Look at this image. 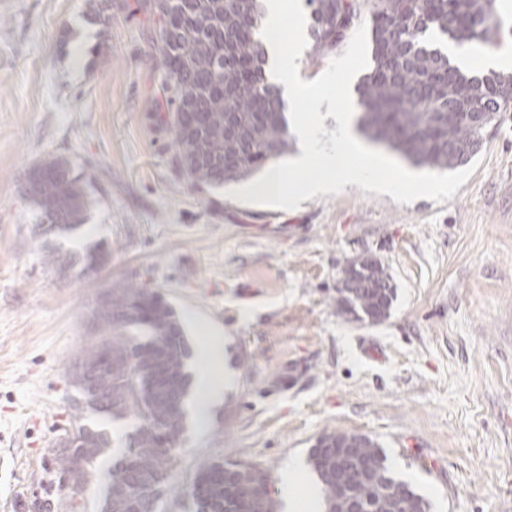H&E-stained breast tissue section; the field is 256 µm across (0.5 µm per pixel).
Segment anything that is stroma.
<instances>
[{
	"mask_svg": "<svg viewBox=\"0 0 512 512\" xmlns=\"http://www.w3.org/2000/svg\"><path fill=\"white\" fill-rule=\"evenodd\" d=\"M0 0V512L39 492L65 426L68 374L91 310L115 281L157 289L189 348L222 336L231 371L211 424L186 419L169 482L251 463L279 481L323 434H365L431 512H512V107L480 151L441 172L454 188L399 195L354 185L291 209L247 182L192 188L160 120L158 22L143 0ZM368 0L346 39L300 76L371 68ZM53 156L93 176L78 237L106 240L85 277L45 269L19 195ZM382 261L395 291L379 323L336 313L343 265Z\"/></svg>",
	"mask_w": 512,
	"mask_h": 512,
	"instance_id": "35a3bbf8",
	"label": "stroma"
}]
</instances>
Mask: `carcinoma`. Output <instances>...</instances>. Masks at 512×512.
I'll return each mask as SVG.
<instances>
[{
    "instance_id": "cac0c4a2",
    "label": "carcinoma",
    "mask_w": 512,
    "mask_h": 512,
    "mask_svg": "<svg viewBox=\"0 0 512 512\" xmlns=\"http://www.w3.org/2000/svg\"><path fill=\"white\" fill-rule=\"evenodd\" d=\"M310 8L313 53L336 48L359 13L360 0H306ZM371 71L358 88L361 131L414 165L448 170L467 162L460 147L483 138L469 112L512 90V75H468L448 57L426 46L425 33L437 29L457 42L487 44L495 35L494 0H371ZM159 22L158 50L165 69L163 122L172 133L175 161L197 188H219L250 178L286 154L289 125L278 91L265 82V52L255 38L260 0H146ZM196 113L198 135L179 130L177 114ZM90 179L63 158L33 163L20 186L35 209L33 228L44 265L59 273L111 258L98 243L84 253L65 252L42 239L43 224L80 230L89 208ZM365 282L339 289L337 314L359 319L390 308L393 288L385 268L375 263ZM109 317L77 362L95 371H75L69 381L78 393L68 426L85 431L89 447L69 452L48 449L41 494L23 502L25 512H86L85 496L64 490L70 482L82 491L98 477L97 464L113 438L103 419L139 420L124 435L107 470L99 512H161L160 504L184 430L185 371L188 349L174 307L150 288L114 282L105 292ZM145 332L137 341L130 331ZM166 384L157 385V374ZM356 441L358 448L338 458L313 448L310 463L321 484L325 512H347L359 501L364 512H430L423 496L390 472L387 454L371 437L329 433L321 442ZM185 495L195 512H274L271 480L249 464L215 459L195 473Z\"/></svg>"
}]
</instances>
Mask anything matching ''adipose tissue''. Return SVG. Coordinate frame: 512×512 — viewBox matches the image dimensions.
Wrapping results in <instances>:
<instances>
[{
	"mask_svg": "<svg viewBox=\"0 0 512 512\" xmlns=\"http://www.w3.org/2000/svg\"><path fill=\"white\" fill-rule=\"evenodd\" d=\"M303 0H263V14L256 36L265 48L263 67L267 83L277 87L294 114L293 128L300 142V151L287 163L269 166L262 177L252 183V196L296 204L318 195L330 194L353 185L373 182L377 172L386 166L385 157L361 142L355 130V115L350 107H343L339 133L332 149L322 147L314 137L318 125L317 113L310 103L326 99L328 88L344 91L349 81L344 68L328 73L322 80L310 82L299 76L301 43L304 29L301 25ZM435 48L459 68L481 67L494 70H512V48H505L489 56L476 55L468 44L431 34ZM328 157L331 169L314 173L316 159ZM202 366L193 380L192 410L198 427L209 423L211 408L224 397L226 377L224 341L221 336L210 337L197 348ZM302 486L303 497H295L293 489ZM283 502L286 512H321L322 497L318 486L306 475L300 463H292L281 476Z\"/></svg>",
	"mask_w": 512,
	"mask_h": 512,
	"instance_id": "obj_1",
	"label": "adipose tissue"
}]
</instances>
